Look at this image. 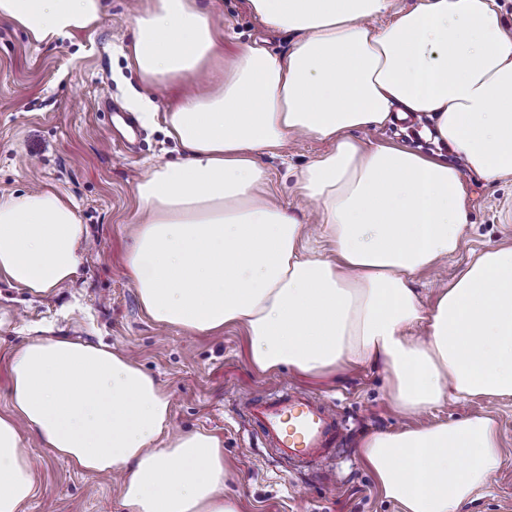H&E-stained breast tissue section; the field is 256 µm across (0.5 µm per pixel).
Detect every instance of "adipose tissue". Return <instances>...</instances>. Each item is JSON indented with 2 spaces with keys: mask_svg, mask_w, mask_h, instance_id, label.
I'll return each instance as SVG.
<instances>
[{
  "mask_svg": "<svg viewBox=\"0 0 512 512\" xmlns=\"http://www.w3.org/2000/svg\"><path fill=\"white\" fill-rule=\"evenodd\" d=\"M287 54L224 53L202 0H147L130 61L144 83L224 72L163 114L184 158L145 170L125 275L156 323L242 328L252 366L329 378L381 365L390 402L417 417L451 399L512 398V246L482 251L424 306L412 286L468 226L466 173L512 176V26L498 0H248ZM102 0H0V20L38 44L93 28ZM428 115L461 158L364 146L355 130ZM330 148L297 175L334 257L266 197L259 158L289 138ZM88 235L53 190L0 197V280L43 293L79 273ZM424 327L421 336L412 335ZM171 398L106 345L37 336L10 359L0 410V512L39 489L23 431L80 474L120 475L125 512H243L224 494L222 441L172 432ZM361 460L402 512H458L501 468L496 423L471 416L365 437Z\"/></svg>",
  "mask_w": 512,
  "mask_h": 512,
  "instance_id": "1",
  "label": "adipose tissue"
}]
</instances>
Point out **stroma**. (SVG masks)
<instances>
[{"mask_svg": "<svg viewBox=\"0 0 512 512\" xmlns=\"http://www.w3.org/2000/svg\"><path fill=\"white\" fill-rule=\"evenodd\" d=\"M133 2L105 0L95 27L51 44L33 43L22 30L0 20V196L37 187L58 189L77 204L92 242L77 278L48 293L0 282V409L6 406L10 353L26 338L103 342L131 355L162 383L172 400L174 429L208 430L223 440L224 460L233 472L228 491L244 501L246 512H400L380 494L360 461L365 436L410 424L387 400L381 366H357L331 380L287 370L262 374L249 362L242 330L201 335L161 329L142 311L123 274L137 217L135 184L148 164L183 156L162 122L145 120L143 114L167 111L200 85L185 80L150 87L142 81L126 57L133 40ZM215 13L225 54L253 40L273 53H287V35L257 21L247 0H215ZM428 126L426 117L415 116L357 138L431 155L439 150L427 135ZM325 148V143L299 137L261 158L271 200L306 224L316 223L318 216L300 196L294 173ZM465 180L468 232L447 264L423 271L414 282L427 305L439 284L451 281L473 253L512 245V176L489 183L470 173ZM281 383L338 405L350 431L337 464L303 473L285 471L239 414L240 400ZM474 415L497 422L504 463L461 512H512V399L452 401L419 422ZM24 440L40 486L24 512H122L117 481L76 473L40 448L32 435Z\"/></svg>", "mask_w": 512, "mask_h": 512, "instance_id": "obj_1", "label": "stroma"}]
</instances>
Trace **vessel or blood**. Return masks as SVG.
I'll return each mask as SVG.
<instances>
[{
    "label": "vessel or blood",
    "mask_w": 512,
    "mask_h": 512,
    "mask_svg": "<svg viewBox=\"0 0 512 512\" xmlns=\"http://www.w3.org/2000/svg\"><path fill=\"white\" fill-rule=\"evenodd\" d=\"M240 411L286 468L327 465L341 454L346 424L327 399L280 384L242 401Z\"/></svg>",
    "instance_id": "obj_1"
}]
</instances>
